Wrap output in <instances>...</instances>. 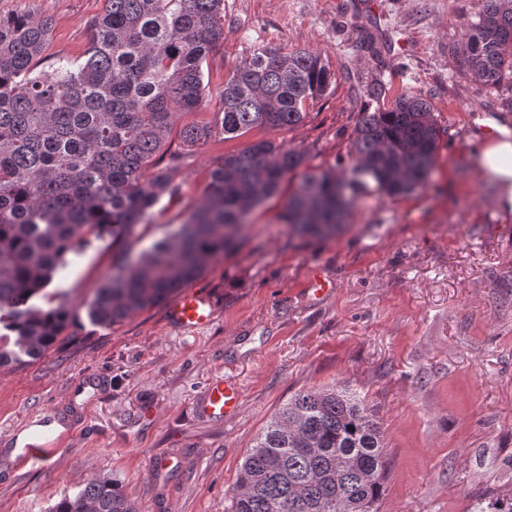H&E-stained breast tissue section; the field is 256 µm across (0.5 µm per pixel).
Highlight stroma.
<instances>
[{"label": "stroma", "instance_id": "35a3bbf8", "mask_svg": "<svg viewBox=\"0 0 512 512\" xmlns=\"http://www.w3.org/2000/svg\"><path fill=\"white\" fill-rule=\"evenodd\" d=\"M103 0H0V14L51 17L37 68L82 60ZM476 0H224V42L210 54L203 122L255 49L320 54L336 76L288 128L184 145L172 129L156 157L180 196L161 200L148 247L198 205L217 160L258 140L308 151L311 168L345 157L362 113L405 91L426 95L447 128L427 187L363 195L348 229L306 240L280 221L278 195L256 209L239 248L197 279L215 305L205 328L170 327L164 306L97 326L85 305L112 271V240L89 239L54 280L78 320L42 357L0 366V512H49L97 478L118 479L142 512H225L247 449L298 392L349 387L383 422L389 453L379 512H479L512 497V210L481 165L486 117L512 128V69L488 85L454 50ZM382 81L380 100L365 91ZM331 288L305 291L313 271ZM107 388L71 399L74 385ZM238 385L237 414L216 423L195 403L215 379ZM66 413L72 434L47 461L19 467L12 443L43 410ZM152 456L171 458L157 473Z\"/></svg>", "mask_w": 512, "mask_h": 512}]
</instances>
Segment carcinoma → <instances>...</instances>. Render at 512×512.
I'll list each match as a JSON object with an SVG mask.
<instances>
[{"label":"carcinoma","instance_id":"obj_1","mask_svg":"<svg viewBox=\"0 0 512 512\" xmlns=\"http://www.w3.org/2000/svg\"><path fill=\"white\" fill-rule=\"evenodd\" d=\"M82 62L52 72L33 61L51 19L0 15V365L45 354L76 316L67 294L47 291L89 238H112V275L86 306L111 326L163 304L234 251L250 213L306 163L307 153L268 140L224 156L205 199L182 223L136 252L154 208L180 192L171 171L143 179L177 119L204 101V71L224 40V0H104ZM456 52L490 85L512 68V0H477ZM334 80L321 55L258 48L224 81L221 107L182 126L184 144L237 138L304 121ZM445 133L430 102L404 93L364 112L341 173L305 171L281 219L300 237L331 239L373 189L423 188ZM43 298L39 306L34 299ZM389 457L365 399L334 386L301 391L263 428L240 464L228 512H378ZM52 512H139L112 479L86 484Z\"/></svg>","mask_w":512,"mask_h":512}]
</instances>
